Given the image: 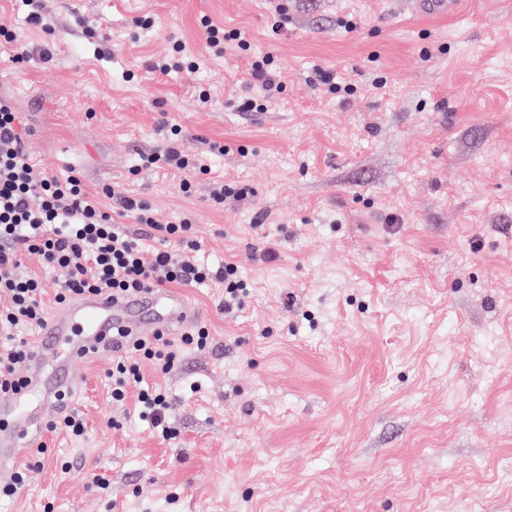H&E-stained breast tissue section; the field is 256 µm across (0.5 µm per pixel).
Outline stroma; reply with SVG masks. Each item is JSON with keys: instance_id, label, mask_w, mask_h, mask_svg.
I'll use <instances>...</instances> for the list:
<instances>
[{"instance_id": "35a3bbf8", "label": "stroma", "mask_w": 512, "mask_h": 512, "mask_svg": "<svg viewBox=\"0 0 512 512\" xmlns=\"http://www.w3.org/2000/svg\"><path fill=\"white\" fill-rule=\"evenodd\" d=\"M460 2L43 0L47 34L0 0V29L52 51L19 70L0 46L33 160L191 214L193 260L238 262L250 286L232 315L218 285L184 289L212 347L161 377L141 364L174 439L113 404L112 357L92 355L70 398L87 435L44 433L0 512H512V0ZM204 16L276 55L264 111H241L249 52L213 55ZM179 45L196 73L150 70ZM318 67L353 95L314 85ZM173 124L212 169L188 194L139 165ZM218 181L252 193L216 204Z\"/></svg>"}]
</instances>
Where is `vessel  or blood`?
Returning <instances> with one entry per match:
<instances>
[{"label":"vessel or blood","instance_id":"b4317fda","mask_svg":"<svg viewBox=\"0 0 512 512\" xmlns=\"http://www.w3.org/2000/svg\"><path fill=\"white\" fill-rule=\"evenodd\" d=\"M188 316L180 295L153 291L122 299L90 295L54 312L39 333L25 386L0 400V468L9 469L38 444L46 422L62 408L61 395L78 385L75 363L111 351L113 332H164Z\"/></svg>","mask_w":512,"mask_h":512}]
</instances>
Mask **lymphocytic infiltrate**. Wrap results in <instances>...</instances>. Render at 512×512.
<instances>
[{
  "mask_svg": "<svg viewBox=\"0 0 512 512\" xmlns=\"http://www.w3.org/2000/svg\"><path fill=\"white\" fill-rule=\"evenodd\" d=\"M181 131L172 129L162 150L142 156L141 164L165 163L185 173L180 189L189 192L190 178L208 167L181 148ZM140 225L128 231L125 219ZM201 241L190 218L179 223L160 221L144 201L120 187L100 193L86 190L78 176L58 179L34 164L27 154L21 117L10 98L0 96V393L21 389L20 369L33 357L34 342L27 330L41 327L49 304L36 277L23 274L22 259L39 256L45 267L65 270L56 293L58 305L93 294L121 298L145 290L218 283L224 287V311L240 307L248 293L236 263L212 269L195 264L189 255ZM213 338L207 326L196 325L179 337L166 334H117L112 366L107 372L114 402L136 394L140 417L150 419L162 435L173 403L157 388L143 385L139 360H149L159 374H169L189 349L203 351Z\"/></svg>",
  "mask_w": 512,
  "mask_h": 512,
  "instance_id": "obj_1",
  "label": "lymphocytic infiltrate"
}]
</instances>
